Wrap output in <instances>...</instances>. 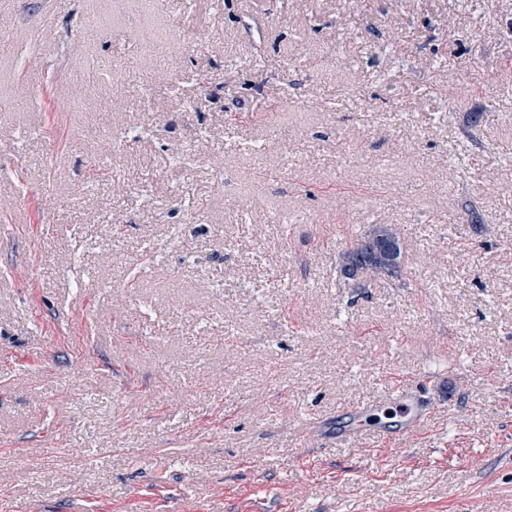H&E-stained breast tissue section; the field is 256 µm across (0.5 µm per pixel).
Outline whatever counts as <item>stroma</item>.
I'll list each match as a JSON object with an SVG mask.
<instances>
[{
    "label": "stroma",
    "mask_w": 512,
    "mask_h": 512,
    "mask_svg": "<svg viewBox=\"0 0 512 512\" xmlns=\"http://www.w3.org/2000/svg\"><path fill=\"white\" fill-rule=\"evenodd\" d=\"M0 17V512H512V0ZM426 374L400 441L309 424ZM392 242L399 243L394 250ZM404 249L397 229L389 224H374L342 253L339 274L344 285L363 288L365 283L398 278ZM356 277L354 282L349 279Z\"/></svg>",
    "instance_id": "35a3bbf8"
}]
</instances>
